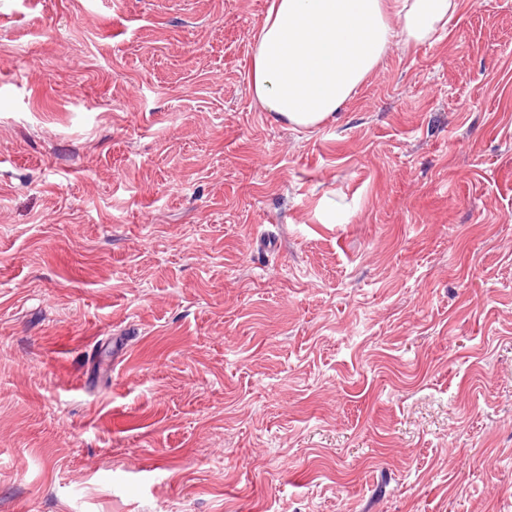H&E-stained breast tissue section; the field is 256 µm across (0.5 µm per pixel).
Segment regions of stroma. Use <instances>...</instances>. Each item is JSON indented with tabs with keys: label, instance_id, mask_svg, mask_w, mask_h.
I'll return each instance as SVG.
<instances>
[{
	"label": "stroma",
	"instance_id": "obj_1",
	"mask_svg": "<svg viewBox=\"0 0 512 512\" xmlns=\"http://www.w3.org/2000/svg\"><path fill=\"white\" fill-rule=\"evenodd\" d=\"M269 0H0V512H512V0L311 133Z\"/></svg>",
	"mask_w": 512,
	"mask_h": 512
}]
</instances>
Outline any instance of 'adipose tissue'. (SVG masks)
<instances>
[{
    "mask_svg": "<svg viewBox=\"0 0 512 512\" xmlns=\"http://www.w3.org/2000/svg\"><path fill=\"white\" fill-rule=\"evenodd\" d=\"M459 0H270L250 91L275 120L314 131L335 119L391 46L431 41Z\"/></svg>",
    "mask_w": 512,
    "mask_h": 512,
    "instance_id": "1",
    "label": "adipose tissue"
}]
</instances>
